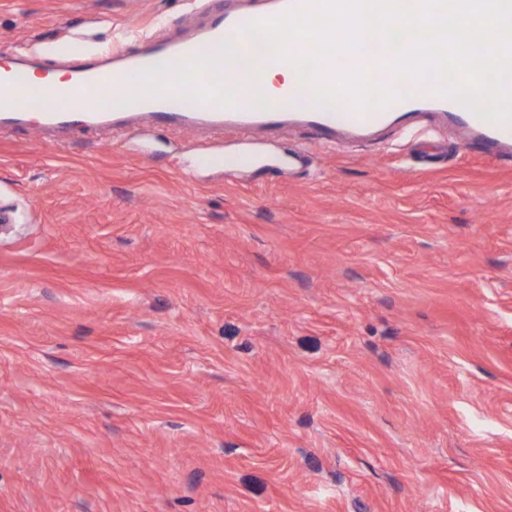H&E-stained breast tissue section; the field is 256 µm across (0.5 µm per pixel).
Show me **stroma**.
<instances>
[{"label": "stroma", "mask_w": 512, "mask_h": 512, "mask_svg": "<svg viewBox=\"0 0 512 512\" xmlns=\"http://www.w3.org/2000/svg\"><path fill=\"white\" fill-rule=\"evenodd\" d=\"M0 0L43 72L203 23ZM0 134V512H512V156L438 125L289 172L211 133Z\"/></svg>", "instance_id": "1"}]
</instances>
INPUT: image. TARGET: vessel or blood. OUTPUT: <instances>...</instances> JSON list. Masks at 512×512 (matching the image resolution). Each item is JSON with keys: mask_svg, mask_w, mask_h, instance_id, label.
<instances>
[{"mask_svg": "<svg viewBox=\"0 0 512 512\" xmlns=\"http://www.w3.org/2000/svg\"><path fill=\"white\" fill-rule=\"evenodd\" d=\"M262 10H231L217 6L216 0H193L202 8L208 21L203 28L182 33L174 39H157L134 54H120L108 60L74 57L69 65L71 80L67 86L56 88L61 99L94 91L102 85L121 81L128 72L139 73L152 84L153 91L145 95L129 91L114 98L111 108L95 112L75 113L69 107L51 112L31 114L21 103L19 91L28 81L29 69L19 65L0 74V129L31 126L39 131H62L81 124L88 131L106 130L118 136L128 135L125 120L142 116L157 126L189 129H210L223 132L234 129L249 134L260 129L282 130L295 125L312 128L328 149H335L337 134L364 136L390 126H398L404 137L420 134L413 119L418 115L436 117L443 122L459 125L467 140L485 145L497 153L512 152V126L491 123V110L480 107L468 109L461 103L424 94L406 98L373 111L352 107L338 110L308 108L303 112L288 111L284 103L292 99L293 88L281 92L282 103L263 112H245L223 102V86L214 75L216 65L199 59L201 45L231 42L249 48L252 36L243 33V26L260 17H270L292 8H310L312 0H263ZM179 60L178 71H163L162 61Z\"/></svg>", "mask_w": 512, "mask_h": 512, "instance_id": "b4317fda", "label": "vessel or blood"}]
</instances>
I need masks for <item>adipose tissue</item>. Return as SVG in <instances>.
<instances>
[{
  "label": "adipose tissue",
  "instance_id": "obj_1",
  "mask_svg": "<svg viewBox=\"0 0 512 512\" xmlns=\"http://www.w3.org/2000/svg\"><path fill=\"white\" fill-rule=\"evenodd\" d=\"M282 51V44L272 40L264 48L246 55L229 44L203 49L201 55L206 59H223L225 79L242 78L241 88H227V103L262 109L279 102L281 88L288 85L297 90L300 99L309 97L310 86L304 73L276 65L275 60Z\"/></svg>",
  "mask_w": 512,
  "mask_h": 512
}]
</instances>
